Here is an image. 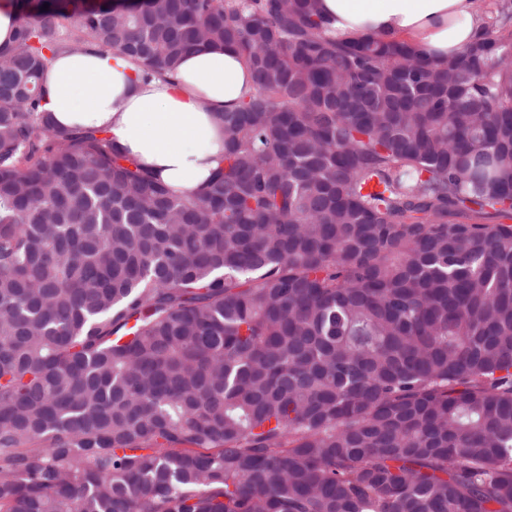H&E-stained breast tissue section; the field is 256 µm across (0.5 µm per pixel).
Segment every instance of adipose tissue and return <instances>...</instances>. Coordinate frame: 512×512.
<instances>
[{
    "mask_svg": "<svg viewBox=\"0 0 512 512\" xmlns=\"http://www.w3.org/2000/svg\"><path fill=\"white\" fill-rule=\"evenodd\" d=\"M340 35L406 40L435 60L459 53L482 32L474 0H321ZM129 59L95 50L57 57L44 79L51 122L106 129L114 146L171 190L202 189L224 154L220 114L252 91L248 66L232 48L186 55L168 79L142 81Z\"/></svg>",
    "mask_w": 512,
    "mask_h": 512,
    "instance_id": "obj_1",
    "label": "adipose tissue"
}]
</instances>
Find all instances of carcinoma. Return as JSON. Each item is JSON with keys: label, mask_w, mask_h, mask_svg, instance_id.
<instances>
[{"label": "carcinoma", "mask_w": 512, "mask_h": 512, "mask_svg": "<svg viewBox=\"0 0 512 512\" xmlns=\"http://www.w3.org/2000/svg\"><path fill=\"white\" fill-rule=\"evenodd\" d=\"M15 4L0 512H512V0L440 61L320 0ZM219 45L254 91L198 194L44 109L62 53Z\"/></svg>", "instance_id": "1"}]
</instances>
